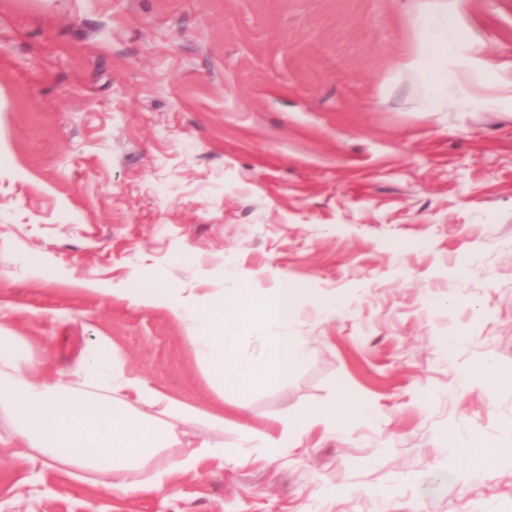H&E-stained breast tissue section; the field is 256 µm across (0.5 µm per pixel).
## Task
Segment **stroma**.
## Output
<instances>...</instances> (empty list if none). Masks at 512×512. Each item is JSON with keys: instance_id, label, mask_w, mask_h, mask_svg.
<instances>
[{"instance_id": "35a3bbf8", "label": "stroma", "mask_w": 512, "mask_h": 512, "mask_svg": "<svg viewBox=\"0 0 512 512\" xmlns=\"http://www.w3.org/2000/svg\"><path fill=\"white\" fill-rule=\"evenodd\" d=\"M441 0H0V318L35 364L101 343L201 410L224 398L223 461L168 490L107 491L14 448L0 512H512V0H457L473 61L430 94L404 62ZM164 270L201 298L301 290L309 358L217 386L160 308L80 291ZM370 407L271 453L340 393ZM454 440H447L446 430Z\"/></svg>"}]
</instances>
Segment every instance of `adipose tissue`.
Here are the masks:
<instances>
[{
    "label": "adipose tissue",
    "mask_w": 512,
    "mask_h": 512,
    "mask_svg": "<svg viewBox=\"0 0 512 512\" xmlns=\"http://www.w3.org/2000/svg\"><path fill=\"white\" fill-rule=\"evenodd\" d=\"M459 22L452 0L439 13L424 19L422 38L408 57L409 69L424 77L448 78L467 66L460 58ZM298 290L287 279L274 287L256 288L249 302L218 294L202 302L193 294L164 288L161 279L147 282L131 275L120 299L135 306L161 308L189 333L199 361L216 381L230 379L241 389L270 384L307 358L300 337L288 335ZM275 328L258 361L243 360L236 344L242 329ZM8 327H0V415L8 417L22 447L45 460L96 475L108 490L124 494L148 486L162 491L176 470L190 469L205 459L224 457V415L205 414V437L184 440L175 434L167 416L184 412L141 377L125 374L114 361L111 347H101L75 370L36 369L11 343ZM161 407L162 417L130 411L129 402ZM362 401L341 394L337 402L315 417L282 421L275 432L254 434L247 440L262 447H288L299 432L315 425L333 430L367 413ZM148 468L143 481L124 480V473Z\"/></svg>",
    "instance_id": "adipose-tissue-1"
}]
</instances>
